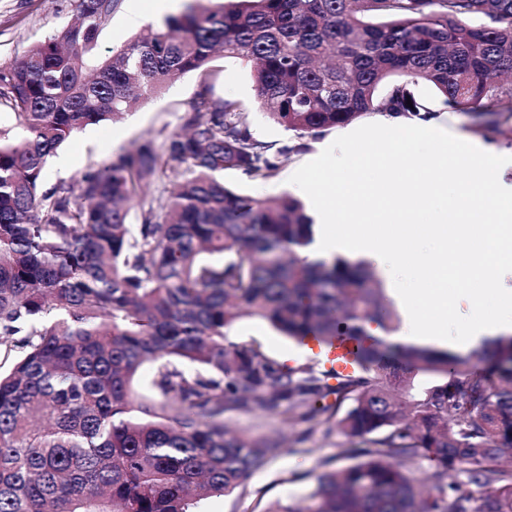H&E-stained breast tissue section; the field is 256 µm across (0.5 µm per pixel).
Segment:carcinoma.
<instances>
[{"label":"carcinoma","mask_w":512,"mask_h":512,"mask_svg":"<svg viewBox=\"0 0 512 512\" xmlns=\"http://www.w3.org/2000/svg\"><path fill=\"white\" fill-rule=\"evenodd\" d=\"M71 2L75 21L0 68V512H199L279 453L224 422L258 410L336 427L353 460L307 506L269 512H512V337L467 355L389 340L400 317L370 264L303 257L301 200L221 181L274 177L283 149L208 85L214 57L248 62L295 152L364 115H434L420 83L485 136L512 126V0H196L102 58L119 0ZM190 72L203 87L179 131L45 187L73 132ZM174 163L177 181L147 196ZM244 316L295 340L351 337L358 369L287 367L227 337ZM150 360L145 400L133 383Z\"/></svg>","instance_id":"cac0c4a2"}]
</instances>
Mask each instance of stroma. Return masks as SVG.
Wrapping results in <instances>:
<instances>
[{
    "label": "stroma",
    "mask_w": 512,
    "mask_h": 512,
    "mask_svg": "<svg viewBox=\"0 0 512 512\" xmlns=\"http://www.w3.org/2000/svg\"><path fill=\"white\" fill-rule=\"evenodd\" d=\"M147 2L120 0L100 35L101 54L122 46L135 33L162 25V17L149 14H145L140 23H130L131 14L142 11ZM71 17L69 0H0V67L14 64L28 47L55 33ZM210 66L219 72L211 87L212 96L217 99L231 97L241 102L248 112L254 136L283 150L273 178L256 182L241 172L229 170L224 174L225 184L262 199L299 195V188L289 182L292 174L318 156L323 142L344 135V128L327 131L323 138L312 140L307 151L292 152L291 133L270 121L255 103L251 67L221 56L215 57ZM200 90L199 74H185L160 92L141 99L124 119L90 125L75 132L61 147L62 153L72 156L73 166L63 170L56 163H48L47 182L76 179L89 165L103 163L111 154L131 149L143 137L157 136L162 130L177 131L180 115L190 108ZM227 335L234 341L257 343L268 355L278 359L294 354L298 348L297 342L256 317L239 319L228 329ZM226 421L230 427L239 430L273 438L287 437L288 446L235 491L205 500L203 512H266L278 500L301 505L316 475L350 463L344 454L349 442L336 430L321 427L307 435L302 426H286L279 417L262 412L230 415Z\"/></svg>",
    "instance_id": "35a3bbf8"
}]
</instances>
